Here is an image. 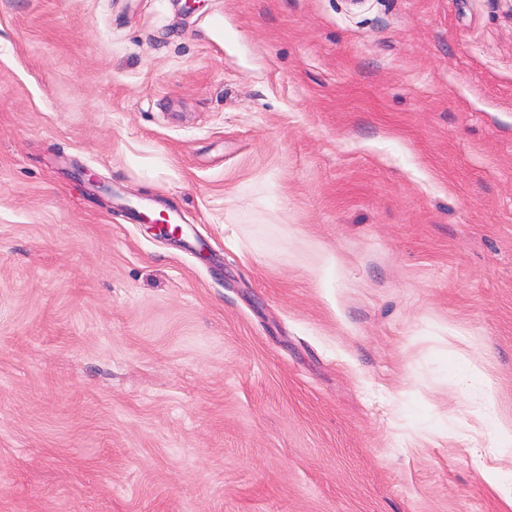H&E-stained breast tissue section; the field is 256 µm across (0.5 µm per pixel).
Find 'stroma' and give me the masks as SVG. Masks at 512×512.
I'll use <instances>...</instances> for the list:
<instances>
[{"label": "stroma", "mask_w": 512, "mask_h": 512, "mask_svg": "<svg viewBox=\"0 0 512 512\" xmlns=\"http://www.w3.org/2000/svg\"><path fill=\"white\" fill-rule=\"evenodd\" d=\"M501 426L512 0H0V512H500Z\"/></svg>", "instance_id": "stroma-1"}]
</instances>
